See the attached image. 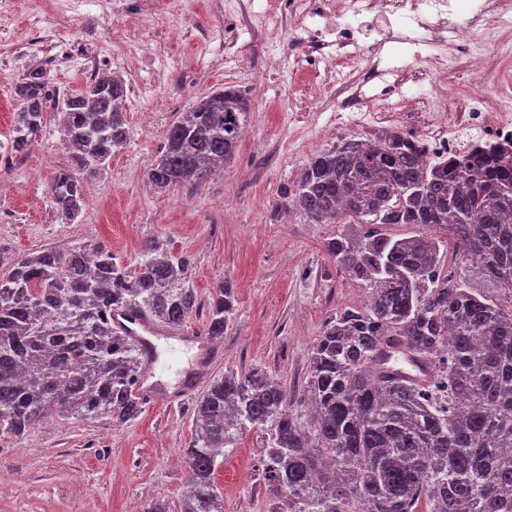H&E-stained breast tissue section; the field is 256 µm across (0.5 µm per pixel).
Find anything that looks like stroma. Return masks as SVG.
<instances>
[{
    "label": "stroma",
    "instance_id": "obj_1",
    "mask_svg": "<svg viewBox=\"0 0 512 512\" xmlns=\"http://www.w3.org/2000/svg\"><path fill=\"white\" fill-rule=\"evenodd\" d=\"M168 2L158 16L145 15L141 4L113 12L111 0H9L0 7V273L28 253L79 244L106 246L133 267L147 242H160L187 257L186 284L202 306L179 335L203 329V309L219 282L235 289V310L219 343L224 361L197 375L195 393L226 369L261 365L294 393L293 407L303 413L310 350L325 320L337 309L364 306L369 293L326 251L328 240L360 234L361 225L309 223L300 211L281 208L280 189L312 154L355 127L373 140L384 133L376 112L338 108V86L350 83L362 101L377 100L389 86L421 97L443 72L454 112L469 98L468 75L445 49L422 47L434 61L421 67L390 55L384 40L422 37L425 29L367 11L356 25L361 51L352 67L326 75L320 90L291 26L272 35L264 30L267 0ZM36 67L46 70L54 100L82 90L95 74L120 78L127 92V143L102 175L84 183L86 204L68 224L51 196L56 171L69 161L57 109L47 110L28 153H10L20 108L15 85ZM368 69L376 78L361 81ZM227 85L251 98L243 122L249 138L205 181L166 191L150 186L146 174L169 126L199 96ZM382 231L442 240L444 271L464 272L476 292L503 299L480 265L456 260L444 230L386 224ZM195 356L182 342L159 348L152 371L158 385L180 390ZM192 416V408L165 406L142 410L122 426L55 416L22 440L0 436V512H141L157 498L177 505L188 477L182 450L191 441ZM263 458L261 432H243L230 446L216 471L224 512H266Z\"/></svg>",
    "mask_w": 512,
    "mask_h": 512
}]
</instances>
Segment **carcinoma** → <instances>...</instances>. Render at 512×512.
Wrapping results in <instances>:
<instances>
[{
	"label": "carcinoma",
	"instance_id": "1",
	"mask_svg": "<svg viewBox=\"0 0 512 512\" xmlns=\"http://www.w3.org/2000/svg\"><path fill=\"white\" fill-rule=\"evenodd\" d=\"M12 150L31 149L49 102L48 77L30 70ZM123 84L93 79L63 98L70 165L51 195L59 217L84 205L83 182L99 177L126 142ZM248 99L235 87L209 92L165 134L147 174L159 189L202 182L231 156ZM284 206L314 224L349 219L328 254L369 290L366 306L341 308L310 354L309 421L292 413L293 393L261 367L229 370L196 401L187 490L180 512H224L216 470L246 429L265 435L268 512H512V150L448 157L431 165L400 134L374 143L342 141L314 153ZM382 224L442 227L462 262L478 260L509 295L494 302L442 273L439 241L386 236ZM189 265L156 241L132 269L98 247L43 249L0 276V434L21 439L54 415L138 416L144 370L138 343L112 324L117 310L179 327L197 310ZM234 309L230 284L211 298L205 333L224 338ZM401 354L413 375L390 365Z\"/></svg>",
	"mask_w": 512,
	"mask_h": 512
}]
</instances>
